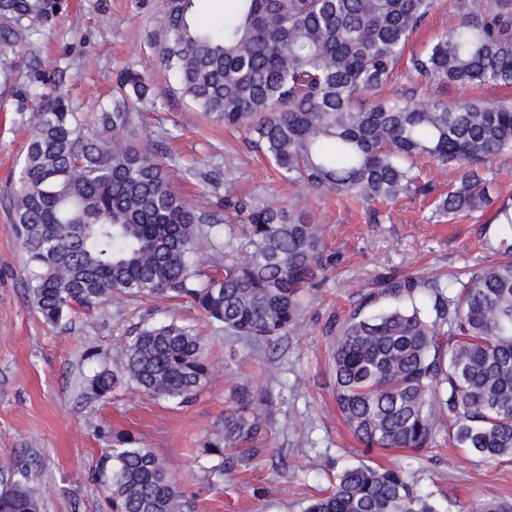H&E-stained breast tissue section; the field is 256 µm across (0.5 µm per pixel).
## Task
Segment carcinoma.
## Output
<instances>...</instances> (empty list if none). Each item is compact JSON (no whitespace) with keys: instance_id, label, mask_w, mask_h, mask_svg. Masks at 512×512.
<instances>
[{"instance_id":"cac0c4a2","label":"carcinoma","mask_w":512,"mask_h":512,"mask_svg":"<svg viewBox=\"0 0 512 512\" xmlns=\"http://www.w3.org/2000/svg\"><path fill=\"white\" fill-rule=\"evenodd\" d=\"M194 2L161 0V61L181 97L245 130L282 178L393 202L428 192L422 156L460 172L436 213L494 204L486 165L512 154L511 103L379 95L436 0H233L220 28L197 22ZM63 7L0 0V50L30 44L36 24ZM454 7L462 21L409 69L427 85L511 86L512 0ZM145 91L137 72L121 74L86 133L64 95L32 92L39 103L21 118L29 138L12 202L33 307L60 326L114 297L187 301L260 354L297 330L301 298L324 279L323 228L274 198L232 203L240 231L224 244V274L201 273V242L219 237L224 213L185 201L155 155L132 143L152 139L139 124ZM494 218L504 258L448 277L390 272L326 327L336 408L364 448L422 451L445 431L458 448L512 460V203ZM209 367L195 328L147 323L86 388L104 398L130 381L152 399L188 403ZM271 405L251 383L236 387L204 448L211 483L224 480V448L260 438ZM0 475V512H40L26 468L6 460ZM99 480L111 512H185L164 460L129 435L114 436ZM303 512L442 510L402 469L361 462Z\"/></svg>"}]
</instances>
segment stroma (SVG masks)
<instances>
[{"instance_id": "35a3bbf8", "label": "stroma", "mask_w": 512, "mask_h": 512, "mask_svg": "<svg viewBox=\"0 0 512 512\" xmlns=\"http://www.w3.org/2000/svg\"><path fill=\"white\" fill-rule=\"evenodd\" d=\"M158 2L68 0L65 12L40 25L30 51L10 55L9 74H0V461L27 464L42 512H109L96 479L112 445L104 435L108 429L129 432L165 459L189 512H300L337 472L362 461L401 467L419 489L451 499L450 512H472L486 499H512V461L471 455L449 468L453 451L444 434L440 447L420 452H364L336 412L325 334L335 313L348 310L359 288L381 274L450 273L496 260L501 234L493 209L435 217V195L457 184L459 171L424 158L421 174L433 188L426 197L353 201L288 183L248 145L245 133L224 128L176 94L152 44ZM459 21L452 0H437L407 52L422 51ZM129 68L141 72L149 88L143 116L153 139L147 147L158 153L180 196L214 203L274 197L284 207L307 211L324 229L334 262L318 292L304 299L299 328L270 346L268 358L207 325L187 303L149 307L117 299L105 313H79L62 327L44 323L31 304L10 195L28 139L18 121L19 111L33 106L27 91L36 73L45 72L88 120ZM382 93L512 102V87L428 86L403 64ZM215 164L224 169L216 190L196 177ZM146 317L191 325L205 336L213 366L193 401H157L130 383L107 398L85 393L84 378L108 364L113 346ZM241 382L271 391L275 406L251 448L225 449L224 481L215 488L207 482L210 460L203 445L223 423Z\"/></svg>"}]
</instances>
